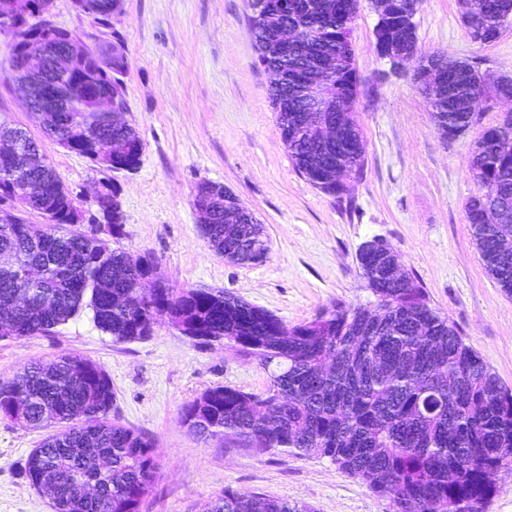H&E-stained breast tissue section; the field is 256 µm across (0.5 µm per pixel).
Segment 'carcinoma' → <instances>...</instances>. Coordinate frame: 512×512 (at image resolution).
<instances>
[{
  "instance_id": "cac0c4a2",
  "label": "carcinoma",
  "mask_w": 512,
  "mask_h": 512,
  "mask_svg": "<svg viewBox=\"0 0 512 512\" xmlns=\"http://www.w3.org/2000/svg\"><path fill=\"white\" fill-rule=\"evenodd\" d=\"M51 0H0L20 25L32 10L49 12ZM81 11L104 28L121 11V0H78ZM358 0H248L249 22L260 65L280 64L278 30L268 13L282 15L296 30L288 46V69L269 99L297 171L315 188L342 195L347 180L364 167L362 131L347 114L354 141L323 145L315 140L291 148L300 122L292 74L326 55L336 69L326 92L350 100L361 96L355 52L345 50L347 30L337 18L354 22ZM391 0L393 15L376 41L398 40L412 52L406 30L413 4ZM512 17V0H481L476 17L464 14L472 42L490 44L500 36L501 18ZM71 32H21L19 55L39 49L60 51ZM112 70L101 71L97 60ZM127 61L120 42L86 47L80 69L95 90L112 97V111L40 112L44 132L57 143L89 156L101 138L124 143L112 170L134 171L143 146L126 119L128 107L119 75ZM452 88L439 91L444 109L435 127L466 125L477 73L462 63L450 73ZM25 176L44 184L29 206L50 223L35 226L13 216L0 223V339L46 334L84 310L115 344L150 338L164 319L201 347L233 348L257 361L268 374L261 393L217 386L186 403L181 420L204 441L234 440L300 456L316 454L367 484L401 512H485L500 481L512 476V388L501 382L460 332L432 308L417 278L407 270L392 276L385 262L361 244L356 260L374 301L336 306L314 320L288 326L272 313L216 288H171L150 277V255L133 257L98 236L124 234L115 187L98 208L101 223L87 233L66 229L76 201L40 149ZM478 193L465 205L476 248L489 276L512 294V114L483 129L470 158ZM21 179L0 165V205L14 200ZM505 210L511 219L487 223L486 214ZM254 225L202 227L210 249L237 264H248ZM18 295L26 306L13 304ZM115 396L106 372L95 362L62 355L50 364L30 363L12 380L0 381V419L23 427L53 423L65 429L47 436L29 453L24 476L46 489L54 512H141L158 473L152 438L109 419ZM203 512H314L305 504L266 500L224 489Z\"/></svg>"
}]
</instances>
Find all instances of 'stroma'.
<instances>
[{
	"mask_svg": "<svg viewBox=\"0 0 512 512\" xmlns=\"http://www.w3.org/2000/svg\"><path fill=\"white\" fill-rule=\"evenodd\" d=\"M249 14L247 0H122L106 29L73 0H52L55 25L92 46L117 38L124 47L126 117L143 142L136 171L97 166L44 133L11 77L13 37L1 30L0 120L25 129L78 195L77 231H88L97 214L94 192L116 185L124 214L119 248L154 256L171 287L221 288L290 326L336 305L372 301L356 252L365 241H386L431 306L512 386V294L485 271L465 214L477 192L468 167L475 143L483 127L512 112V102L443 139L412 82L416 61L396 68L380 55L377 15L370 0H359L352 43L365 167L343 197L325 194L295 170L282 144ZM414 23L419 55L442 53L512 78V24L495 42L476 45L461 0H424ZM203 182L233 191L263 224L269 251L262 262L235 264L210 250L193 205ZM65 354L100 365L115 394L111 417L157 444L158 477L142 512H202L227 487L314 512H392L388 500L328 459L205 442L183 426L182 406L209 388L265 389V370L232 349L199 347L166 323L147 340L116 345L86 312L51 333L0 341V380ZM45 435L0 420V512H53L23 475Z\"/></svg>",
	"mask_w": 512,
	"mask_h": 512,
	"instance_id": "35a3bbf8",
	"label": "stroma"
}]
</instances>
